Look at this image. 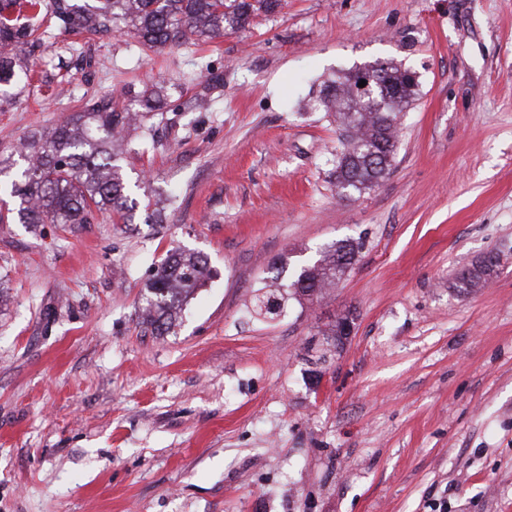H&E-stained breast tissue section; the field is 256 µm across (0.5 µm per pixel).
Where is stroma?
<instances>
[{
    "label": "stroma",
    "mask_w": 512,
    "mask_h": 512,
    "mask_svg": "<svg viewBox=\"0 0 512 512\" xmlns=\"http://www.w3.org/2000/svg\"><path fill=\"white\" fill-rule=\"evenodd\" d=\"M36 24L0 159L164 88L121 162L131 223H0V512H512V0H284L154 49ZM384 61L419 99L386 178L347 199L320 92ZM346 238L336 288L253 312L280 260ZM176 246L213 275L160 336L142 297ZM490 251L497 274L458 293ZM348 311L320 361L318 326Z\"/></svg>",
    "instance_id": "stroma-1"
}]
</instances>
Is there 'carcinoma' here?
Instances as JSON below:
<instances>
[{"mask_svg": "<svg viewBox=\"0 0 512 512\" xmlns=\"http://www.w3.org/2000/svg\"><path fill=\"white\" fill-rule=\"evenodd\" d=\"M43 0H0V89L15 81L16 68L30 53L34 29L18 23V15L36 11ZM282 0H95L77 6L71 0H51L49 8L58 26L91 34L123 25L152 48L189 39L204 42L224 32L246 28L261 13L274 14ZM371 95L361 96L354 68L337 75L323 88L324 111L334 116L342 132L341 148L334 157L336 186L346 197L361 195L380 183L398 147L400 114L418 95L414 73L394 61L376 62ZM138 114L119 111L99 99L52 128L33 134L19 152L22 165L10 183L17 198L20 224H88L95 213L110 211L128 221L129 205L116 146ZM360 244L336 240L324 246L318 258L285 274L281 263L257 294L255 306L278 315L288 301L321 298L350 270ZM499 266L489 252L462 271L454 286L463 292L483 287ZM210 278L207 260L199 254L175 249L166 255L149 279L143 297L147 322L164 334L175 325L178 312L195 290ZM353 313L348 311L328 324L325 336L341 341Z\"/></svg>", "mask_w": 512, "mask_h": 512, "instance_id": "cac0c4a2", "label": "carcinoma"}]
</instances>
